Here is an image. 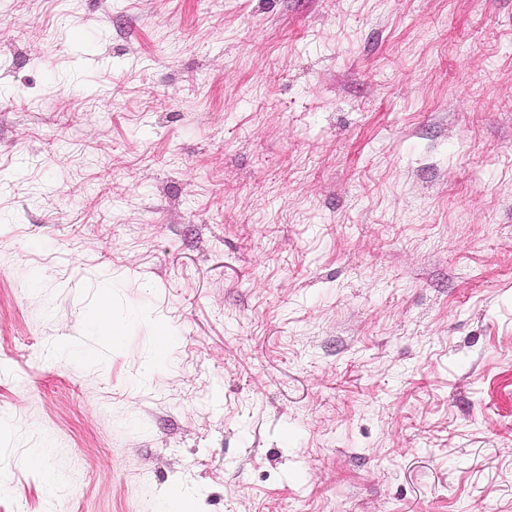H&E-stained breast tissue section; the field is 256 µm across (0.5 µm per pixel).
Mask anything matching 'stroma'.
<instances>
[{
    "instance_id": "35a3bbf8",
    "label": "stroma",
    "mask_w": 512,
    "mask_h": 512,
    "mask_svg": "<svg viewBox=\"0 0 512 512\" xmlns=\"http://www.w3.org/2000/svg\"><path fill=\"white\" fill-rule=\"evenodd\" d=\"M174 485L512 512V0H0V512Z\"/></svg>"
}]
</instances>
